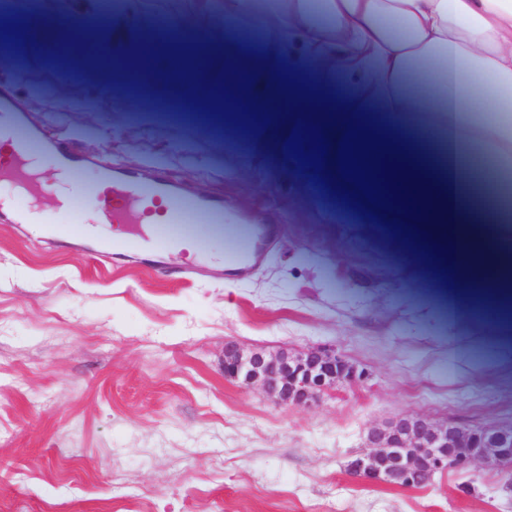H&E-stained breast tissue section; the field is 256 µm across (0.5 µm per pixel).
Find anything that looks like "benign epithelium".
Returning <instances> with one entry per match:
<instances>
[{"mask_svg":"<svg viewBox=\"0 0 512 512\" xmlns=\"http://www.w3.org/2000/svg\"><path fill=\"white\" fill-rule=\"evenodd\" d=\"M224 379L258 389L277 404L307 407L342 383L360 384L365 376L333 349L283 350L274 354L224 343ZM369 451L348 464L351 474L372 484L412 488L430 484L448 466L512 462V428L485 425L463 428L426 417L398 414L369 428Z\"/></svg>","mask_w":512,"mask_h":512,"instance_id":"1","label":"benign epithelium"}]
</instances>
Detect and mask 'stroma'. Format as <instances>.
<instances>
[{"instance_id":"35a3bbf8","label":"stroma","mask_w":512,"mask_h":512,"mask_svg":"<svg viewBox=\"0 0 512 512\" xmlns=\"http://www.w3.org/2000/svg\"><path fill=\"white\" fill-rule=\"evenodd\" d=\"M210 0H66L110 55ZM0 93L21 97L45 140L67 139L103 169L156 172L194 197H220L234 221L274 227L264 259L229 276L224 242L207 256L103 252L111 225L95 203L39 211L89 226L33 235L0 193V512H512V468L475 464L425 489L350 476L369 427L397 414L512 426V338L494 309H474L466 257L452 265L401 230L337 216L277 153L266 123L247 139L119 104L97 71L0 53ZM451 274H444V267ZM275 353L336 350L366 370L358 388L308 408L270 402L225 380L224 343Z\"/></svg>"}]
</instances>
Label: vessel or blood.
<instances>
[{
  "instance_id": "b4317fda",
  "label": "vessel or blood",
  "mask_w": 512,
  "mask_h": 512,
  "mask_svg": "<svg viewBox=\"0 0 512 512\" xmlns=\"http://www.w3.org/2000/svg\"><path fill=\"white\" fill-rule=\"evenodd\" d=\"M24 108L18 100H0V146L8 147V155H0V184H9L18 191V207L22 222L48 223L50 215L35 212L28 199L43 184L67 182L70 194L101 201V221L119 226L131 215H141L148 224L145 235L129 239L128 247L180 251L197 247L193 226L199 221L209 224L227 222L228 215L221 198L198 199L181 193L166 180L155 178L136 182L105 173L96 185L84 184L80 175L83 158L74 156L69 142L48 143L24 121ZM54 153L58 168L40 167L42 154ZM262 224H248L238 230L237 258L231 266L236 278L245 277L259 258L257 245L269 236Z\"/></svg>"
}]
</instances>
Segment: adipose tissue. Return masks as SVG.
<instances>
[{
	"mask_svg": "<svg viewBox=\"0 0 512 512\" xmlns=\"http://www.w3.org/2000/svg\"><path fill=\"white\" fill-rule=\"evenodd\" d=\"M241 0H224V58L251 80L234 95L251 112L290 113L294 126L319 125L326 154L302 150L297 175L325 173L326 197L360 217L355 183L340 173V139L356 131L359 154L409 163L448 196L457 225V253L482 272L492 290L512 280V207L503 188L512 182V0H264L257 43L277 54L270 73L247 67L238 37ZM344 86L329 107L311 89ZM405 116L409 139L395 148V126L358 129L365 106ZM344 187L336 195L335 187Z\"/></svg>",
	"mask_w": 512,
	"mask_h": 512,
	"instance_id": "adipose-tissue-1",
	"label": "adipose tissue"
}]
</instances>
